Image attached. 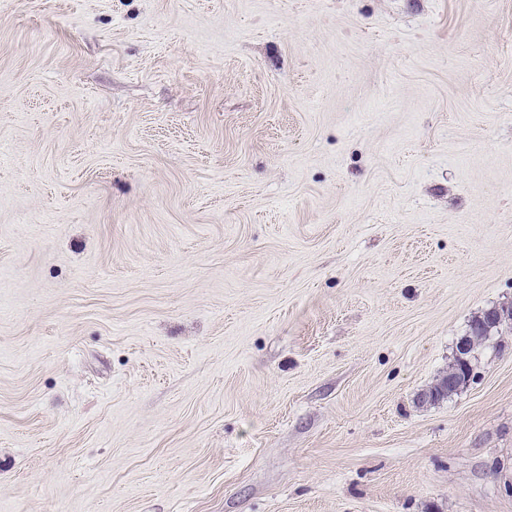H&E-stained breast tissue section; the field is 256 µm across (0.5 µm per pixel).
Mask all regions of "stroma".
<instances>
[{
	"label": "stroma",
	"instance_id": "35a3bbf8",
	"mask_svg": "<svg viewBox=\"0 0 512 512\" xmlns=\"http://www.w3.org/2000/svg\"><path fill=\"white\" fill-rule=\"evenodd\" d=\"M512 0H0V512H512ZM474 343L475 340L473 336H463L460 339L456 348V362L453 363L452 367H448V374L444 376L441 382L432 387L436 388L438 385V390L440 391L441 395L437 394V391L434 389H431V391L426 393V398L428 400L433 401L434 398L440 399L443 396H446L448 391H457L461 387L467 385L472 377V366L466 357L474 346Z\"/></svg>",
	"mask_w": 512,
	"mask_h": 512
}]
</instances>
